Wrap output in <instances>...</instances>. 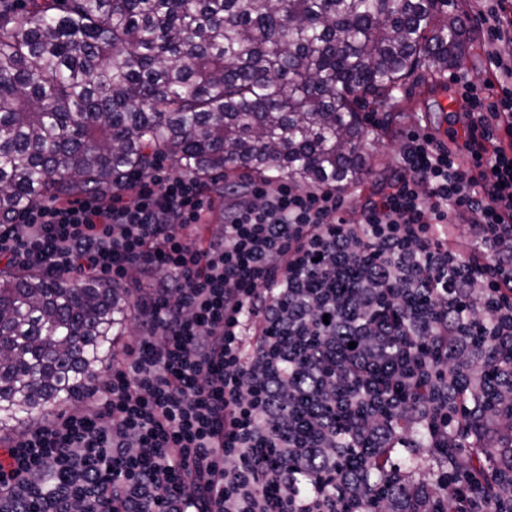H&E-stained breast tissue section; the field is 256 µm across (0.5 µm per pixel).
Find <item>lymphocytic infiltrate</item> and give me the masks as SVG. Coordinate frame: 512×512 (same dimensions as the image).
<instances>
[{"mask_svg": "<svg viewBox=\"0 0 512 512\" xmlns=\"http://www.w3.org/2000/svg\"><path fill=\"white\" fill-rule=\"evenodd\" d=\"M497 91L458 78L470 116L463 153L411 132L400 174L368 200L359 223L331 188L261 180L224 208L190 176H136L135 195L49 204L0 224V260L127 288L134 345L90 374L77 404L0 439V503L40 474L66 482L48 512H335L300 494L293 472L335 479L347 512H435L427 485L388 456L406 425L416 449L459 441L499 448L468 512L512 502V62L492 54ZM467 162H460V155ZM475 216L474 241L452 238ZM357 264L351 310L330 300ZM391 364L387 379L376 368ZM359 381L354 397L340 384ZM415 391L412 403L393 399ZM355 419L347 440L337 422ZM365 448L348 467L349 449ZM385 491L368 497L369 474ZM225 184L221 183L220 193H211V213L209 218V225L205 231V237L217 233L221 230V224H224V203H228L230 198L224 197Z\"/></svg>", "mask_w": 512, "mask_h": 512, "instance_id": "f902f5d3", "label": "lymphocytic infiltrate"}]
</instances>
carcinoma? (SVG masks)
I'll return each mask as SVG.
<instances>
[{"label": "carcinoma", "mask_w": 512, "mask_h": 512, "mask_svg": "<svg viewBox=\"0 0 512 512\" xmlns=\"http://www.w3.org/2000/svg\"><path fill=\"white\" fill-rule=\"evenodd\" d=\"M463 0H0V219L108 198L158 160L212 189L237 177L303 189L371 175L370 105L434 81L466 51ZM133 321L124 289L0 268V434L85 391ZM479 486L491 448H395L458 512L448 456ZM55 477L21 507L46 512Z\"/></svg>", "instance_id": "carcinoma-1"}]
</instances>
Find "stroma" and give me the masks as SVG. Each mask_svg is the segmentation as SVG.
Segmentation results:
<instances>
[{
    "instance_id": "1",
    "label": "stroma",
    "mask_w": 512,
    "mask_h": 512,
    "mask_svg": "<svg viewBox=\"0 0 512 512\" xmlns=\"http://www.w3.org/2000/svg\"><path fill=\"white\" fill-rule=\"evenodd\" d=\"M470 42L463 62L449 69V81L434 87L433 91L407 87L398 94L399 105L391 111L378 110L377 127L383 132L373 159V175L344 194V214L350 221L360 217V207L377 190L392 181L398 173L400 151L411 131L430 134L436 142L445 143L448 130L461 126L463 114L448 111L446 103L458 94L456 77L463 76L479 83L492 82L496 73L489 64L492 51L512 58V43L491 45L486 31L478 25L468 27Z\"/></svg>"
}]
</instances>
